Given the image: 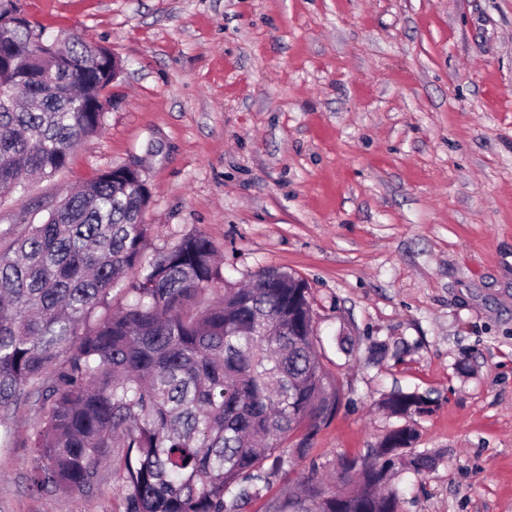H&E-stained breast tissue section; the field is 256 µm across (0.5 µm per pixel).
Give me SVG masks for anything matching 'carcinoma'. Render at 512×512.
<instances>
[{
  "mask_svg": "<svg viewBox=\"0 0 512 512\" xmlns=\"http://www.w3.org/2000/svg\"><path fill=\"white\" fill-rule=\"evenodd\" d=\"M0 0L11 55L0 62V200L34 175L66 168L76 146L100 135V99L112 87V52L71 37L41 42ZM127 170L100 173L39 224L0 247V429L30 402L40 423L24 441L29 489L89 488L103 461L124 512H241L335 415L341 392L317 352L308 282L278 268L245 288L224 282L217 246L199 231L145 257L151 193ZM429 400L397 392L391 415ZM302 438L295 448L288 442ZM405 425L374 449V463L341 465L338 493L312 473L266 512H400L396 461L434 464L410 448Z\"/></svg>",
  "mask_w": 512,
  "mask_h": 512,
  "instance_id": "carcinoma-1",
  "label": "carcinoma"
}]
</instances>
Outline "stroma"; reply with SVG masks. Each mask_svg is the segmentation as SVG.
I'll return each mask as SVG.
<instances>
[{"label":"stroma","instance_id":"1","mask_svg":"<svg viewBox=\"0 0 512 512\" xmlns=\"http://www.w3.org/2000/svg\"><path fill=\"white\" fill-rule=\"evenodd\" d=\"M52 37L108 47L123 70L105 129L68 167L0 202V241L101 171L140 161L146 252L201 230L225 283L305 279L342 392L300 476L339 485L412 416L423 474L395 469L401 512H512V0H21ZM0 446V512H121L111 463L82 492L31 493L23 439ZM429 400L418 393L397 392L382 401V407L393 416L408 417L427 410Z\"/></svg>","mask_w":512,"mask_h":512}]
</instances>
